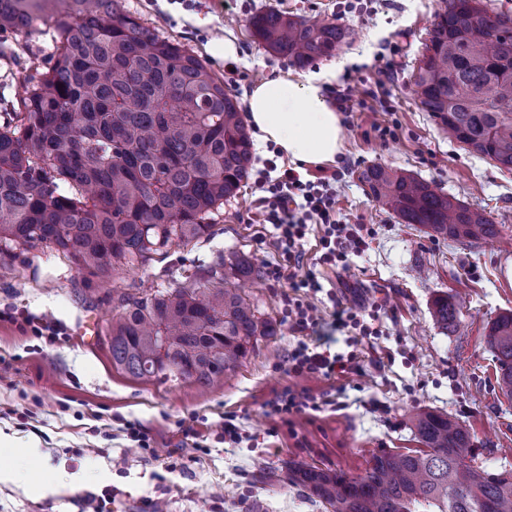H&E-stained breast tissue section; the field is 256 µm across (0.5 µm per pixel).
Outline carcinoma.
I'll return each mask as SVG.
<instances>
[{
  "label": "carcinoma",
  "mask_w": 512,
  "mask_h": 512,
  "mask_svg": "<svg viewBox=\"0 0 512 512\" xmlns=\"http://www.w3.org/2000/svg\"><path fill=\"white\" fill-rule=\"evenodd\" d=\"M414 75V93L448 139L512 171V15L482 0H443ZM270 52L303 68L331 57L351 31L268 10L249 19ZM56 34L53 63L18 71L23 93L0 114V253L45 245L111 278L174 243L211 235L253 159L238 100L193 52L160 37L124 0H0V32ZM370 196L407 224L473 244L500 236L484 213L402 170L372 165ZM246 257L202 269L175 288L115 292L112 364L146 380L227 376L272 325L229 280ZM453 332L458 304L434 300ZM496 382L512 398V312L488 328ZM423 448L380 452L349 476L288 461L284 478L330 512H512V470L467 459L472 437L444 413L419 410Z\"/></svg>",
  "instance_id": "cac0c4a2"
}]
</instances>
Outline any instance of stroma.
<instances>
[{"instance_id": "obj_1", "label": "stroma", "mask_w": 512, "mask_h": 512, "mask_svg": "<svg viewBox=\"0 0 512 512\" xmlns=\"http://www.w3.org/2000/svg\"><path fill=\"white\" fill-rule=\"evenodd\" d=\"M441 0H368L364 14L342 10L338 0H125L127 11L161 37L192 49L238 101L268 74L302 77L332 68L325 93L332 105L350 95L342 113L343 153L336 166V214L367 225L369 249L344 270L321 268L322 292L312 301L329 305L328 292L351 303L382 307L380 333L353 336L356 370L331 380L289 375L288 351L296 339L282 313L284 287L264 276L279 258L272 233H261L255 187L246 183L225 202L213 234L173 245L110 281L90 277L61 253L17 247L0 254V512H326L324 505L276 472L294 460L322 469L363 474L381 451L417 449L411 412L432 409L469 429L472 452L488 469L512 464V399L496 384V362L486 342L488 324L512 311V172L449 141L414 93L413 72ZM275 8L312 20H330L353 32L332 57L301 69L267 52L252 36L250 17ZM234 37L240 62L235 80L225 78L214 41ZM56 37L1 33L0 94L14 96L23 66H48ZM374 164L402 169L465 204L484 209L502 230L493 244L464 246L403 223L370 197L360 176ZM247 254L259 277L245 290L275 332L259 337L229 377L206 388L190 381L143 380L112 363L111 291L174 288L220 257ZM460 307L457 332L433 320L435 297ZM11 320H4V313ZM23 318L43 320L55 339L23 330ZM307 387L330 404L292 424L267 414L265 401L288 386ZM238 416L248 441L232 448L222 433L225 412ZM145 429L155 458L144 455L124 425ZM204 435L202 450L183 431ZM36 445L29 456L23 449ZM52 480L48 491L30 484L34 471Z\"/></svg>"}]
</instances>
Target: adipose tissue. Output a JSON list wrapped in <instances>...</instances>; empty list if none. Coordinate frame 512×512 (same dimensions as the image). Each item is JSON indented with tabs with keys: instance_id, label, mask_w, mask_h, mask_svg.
I'll list each match as a JSON object with an SVG mask.
<instances>
[{
	"instance_id": "1",
	"label": "adipose tissue",
	"mask_w": 512,
	"mask_h": 512,
	"mask_svg": "<svg viewBox=\"0 0 512 512\" xmlns=\"http://www.w3.org/2000/svg\"><path fill=\"white\" fill-rule=\"evenodd\" d=\"M334 71L258 82L247 98L248 130L257 145L274 144L293 164L335 162L343 151L341 117L324 95Z\"/></svg>"
}]
</instances>
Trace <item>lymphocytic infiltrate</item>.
<instances>
[{
    "instance_id": "lymphocytic-infiltrate-1",
    "label": "lymphocytic infiltrate",
    "mask_w": 512,
    "mask_h": 512,
    "mask_svg": "<svg viewBox=\"0 0 512 512\" xmlns=\"http://www.w3.org/2000/svg\"><path fill=\"white\" fill-rule=\"evenodd\" d=\"M266 171L254 181L259 192L257 201L264 223L276 231L280 251L277 262L269 264L266 276L275 284H288L282 298V312L292 331L299 336L288 354V372L297 377L332 379L352 372L358 356L354 352H336L331 342L310 341L309 335L319 324L318 307L308 299L317 289L315 267L344 269L350 256L369 249L373 239L371 229L363 224H346L336 216V199L332 185L336 174H321L312 180H302L294 169L277 170L274 160H266ZM319 226V250L313 268H305L302 242L310 226ZM338 330H354L360 336L376 335L377 307L362 308L346 305L334 299L333 312ZM324 402L309 389L287 387L267 401L270 415L282 421L309 411L318 412Z\"/></svg>"
}]
</instances>
